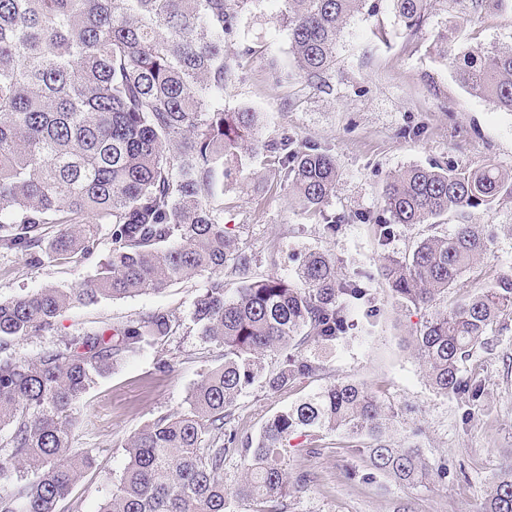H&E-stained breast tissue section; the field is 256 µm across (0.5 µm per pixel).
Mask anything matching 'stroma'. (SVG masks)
I'll list each match as a JSON object with an SVG mask.
<instances>
[{
	"instance_id": "1",
	"label": "stroma",
	"mask_w": 512,
	"mask_h": 512,
	"mask_svg": "<svg viewBox=\"0 0 512 512\" xmlns=\"http://www.w3.org/2000/svg\"><path fill=\"white\" fill-rule=\"evenodd\" d=\"M282 9L281 0H248L241 8L232 47L239 66L224 86V108L261 113L263 138L286 131L330 149L340 178L327 211L350 221L336 237H326L316 217L295 205L259 156L238 182L225 185L224 222L254 256L251 277L273 273L294 279L295 257L319 250L333 254L340 275L370 274L375 326L368 338L357 325L336 346L304 349L305 357L325 365V375L278 394L251 387L236 403L235 423L242 436L254 438L270 416L330 380L364 383L394 408L395 438L412 435L430 463L447 464L446 479L428 489L387 481L364 484L349 477L363 469L362 456L341 447L336 434L303 437L288 456V469L308 472L311 480L292 495L289 512H396L404 501L413 512H480L489 483L512 456V319L460 365L462 377L481 382L479 400L436 393L407 342L423 315L395 307L378 269L383 255L402 258L428 234H453L457 219L448 215L433 227L400 225L382 243L374 225L359 217L379 212L385 181L410 165L475 169L491 164L512 173V112L464 87L447 59L439 57L436 43L437 34H447L449 56L512 48V0H489L468 22L452 0H427L414 30L400 23L393 0H365L344 25L336 69L323 88L298 75L288 33L279 24ZM471 221L484 226L491 244L449 291L451 303L512 274V200L472 210ZM111 251L103 235L90 258L33 267L25 256L0 249V299L47 285L74 287L94 278ZM205 285V277L198 276L160 295L75 305L62 313L53 331L17 344L18 353L32 358L80 331L136 320L159 307L179 319L165 344L124 361L78 402L73 445L91 449L95 465L75 485L62 512H98L125 467L129 439L159 415L186 410L195 384L219 364L220 349L198 336L191 319L193 300ZM162 360L172 364V372H158Z\"/></svg>"
}]
</instances>
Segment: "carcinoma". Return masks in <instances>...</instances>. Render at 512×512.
Here are the masks:
<instances>
[{
  "mask_svg": "<svg viewBox=\"0 0 512 512\" xmlns=\"http://www.w3.org/2000/svg\"><path fill=\"white\" fill-rule=\"evenodd\" d=\"M242 0H0V247L57 261L94 254L101 225L112 242L96 278L76 288L46 286L0 301V512H58L91 451L72 443L73 406L95 379L175 333L165 308L138 320L87 330L34 358L17 343L54 329L67 308L101 297L160 293L207 276L195 297L199 335L224 350L197 382L183 412L158 416L132 436L128 462L99 512H288L307 476L288 473L294 435L335 433L365 455L364 483L417 489L446 477L421 449L392 435L394 410L357 382L337 379L270 417L256 439L238 442L233 408L259 384L279 393L323 366L303 356L333 345L370 302L367 280L342 277L326 252L304 255L296 278L246 280L235 295L224 270L249 273L253 255L224 226V184L247 159L264 156L306 212L333 238L345 217L326 214L339 169L329 151L284 132L265 140L258 112L224 110L227 64ZM282 22L301 76L324 85L336 68L343 23L365 0H283ZM400 21L419 26L427 0H394ZM460 82L512 112V49L451 59ZM372 217L380 241L398 225H435L454 214V234L427 236L411 257H383L395 303L428 312L410 333L429 386L480 394L460 363L512 316V275L454 306L437 307L489 246L473 209L512 198V174L410 165L383 188ZM280 356L267 369L264 358ZM244 477L224 485L231 448ZM33 478H28V475ZM481 512H512V458L496 474Z\"/></svg>",
  "mask_w": 512,
  "mask_h": 512,
  "instance_id": "cac0c4a2",
  "label": "carcinoma"
}]
</instances>
